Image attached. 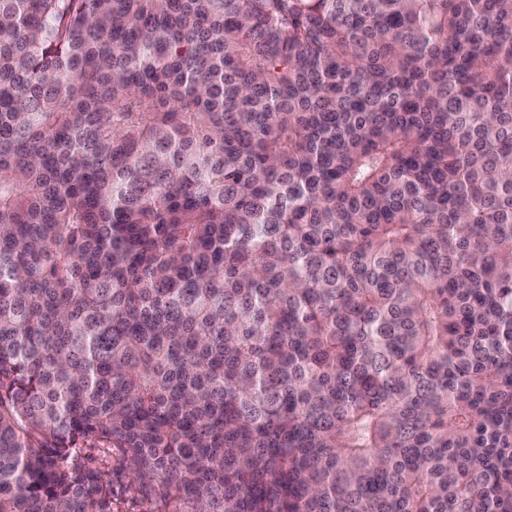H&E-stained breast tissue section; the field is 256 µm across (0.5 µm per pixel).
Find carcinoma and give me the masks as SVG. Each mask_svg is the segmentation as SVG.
<instances>
[{"label":"carcinoma","instance_id":"1","mask_svg":"<svg viewBox=\"0 0 512 512\" xmlns=\"http://www.w3.org/2000/svg\"><path fill=\"white\" fill-rule=\"evenodd\" d=\"M512 512V0H0V512ZM93 465L104 466L112 477L116 508L119 512H162L163 506L157 488H146L142 491L130 489V478L125 469L122 455L117 449L112 452L95 450Z\"/></svg>","mask_w":512,"mask_h":512}]
</instances>
